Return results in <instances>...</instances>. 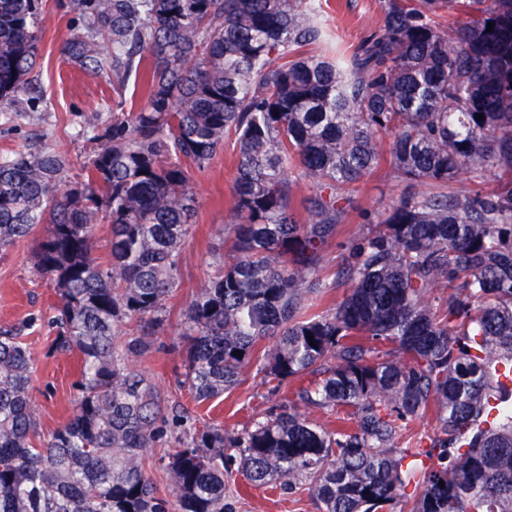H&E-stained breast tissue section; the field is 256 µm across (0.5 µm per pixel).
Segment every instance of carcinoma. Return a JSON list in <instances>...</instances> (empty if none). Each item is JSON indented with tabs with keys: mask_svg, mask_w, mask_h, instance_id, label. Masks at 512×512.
<instances>
[{
	"mask_svg": "<svg viewBox=\"0 0 512 512\" xmlns=\"http://www.w3.org/2000/svg\"><path fill=\"white\" fill-rule=\"evenodd\" d=\"M39 2L0 0L4 116L42 99ZM69 8L84 31L62 44L67 61L111 69L115 89L146 66V89L104 133L82 122L77 135L104 144L73 186L49 146L0 156V249L48 225L35 265L57 295L53 348L81 362L73 415L42 443L31 353L0 327V512H172L143 471L163 406L129 356L167 326L195 177L230 136L235 241L185 310L188 385L210 401L260 353L278 386L316 376L295 406L344 416L331 432L291 406L241 435L195 431L165 463L178 512H224L226 457L254 488L306 487L320 512H512V0H386L343 64L304 52L325 39L321 0ZM444 12L458 21L441 27ZM382 160L426 190L366 217L328 284L323 248ZM295 164L312 180L304 218ZM487 175L493 192L452 190ZM338 284L335 309L306 313ZM132 318L141 334L120 352ZM428 413L429 447H397L401 422Z\"/></svg>",
	"mask_w": 512,
	"mask_h": 512,
	"instance_id": "1",
	"label": "carcinoma"
}]
</instances>
